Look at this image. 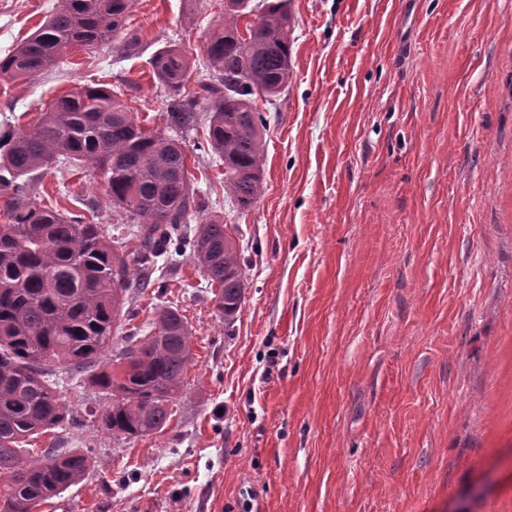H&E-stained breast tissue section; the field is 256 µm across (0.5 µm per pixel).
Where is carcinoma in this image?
<instances>
[{
  "instance_id": "obj_1",
  "label": "carcinoma",
  "mask_w": 512,
  "mask_h": 512,
  "mask_svg": "<svg viewBox=\"0 0 512 512\" xmlns=\"http://www.w3.org/2000/svg\"><path fill=\"white\" fill-rule=\"evenodd\" d=\"M250 0H225L224 27L206 43L212 73L191 92V62L165 46L150 59L152 78L171 103L162 126L138 123L123 98L105 86L83 85L58 97L30 130L0 133V195L8 223L0 224V512H38L46 501L81 482L94 459L78 450L29 447V441L66 429L77 416L53 379L68 377L98 388L108 402L91 412L114 438L162 431L193 364L192 333L176 309L154 313L143 336H124L112 371L106 352L122 329L132 289L162 255L190 252L215 293L229 325L241 312L245 279L223 222L203 218L207 198L193 186L183 141L197 130L199 102L209 107L203 149L224 163V186L241 209L262 193L266 118L255 97H273L292 80L291 0H262L260 12L238 29ZM133 0H60L42 24L0 57V76L31 79L73 52H91L127 31ZM70 166L103 175V191L140 225L133 251L112 245L89 214L69 217L37 205L30 195L44 174Z\"/></svg>"
}]
</instances>
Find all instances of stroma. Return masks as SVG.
<instances>
[{
    "mask_svg": "<svg viewBox=\"0 0 512 512\" xmlns=\"http://www.w3.org/2000/svg\"><path fill=\"white\" fill-rule=\"evenodd\" d=\"M57 0H0V56ZM292 82L262 104L263 193L238 209L224 165L187 145L246 298L232 328L190 255L159 257L124 333L185 316L193 364L172 418L134 440L90 419L37 439L94 468L43 512H512V0H291ZM122 36L31 80L0 78V132L90 81L146 126L169 99L149 61L205 45L224 0H136ZM34 199L98 205L61 167Z\"/></svg>",
    "mask_w": 512,
    "mask_h": 512,
    "instance_id": "stroma-1",
    "label": "stroma"
}]
</instances>
